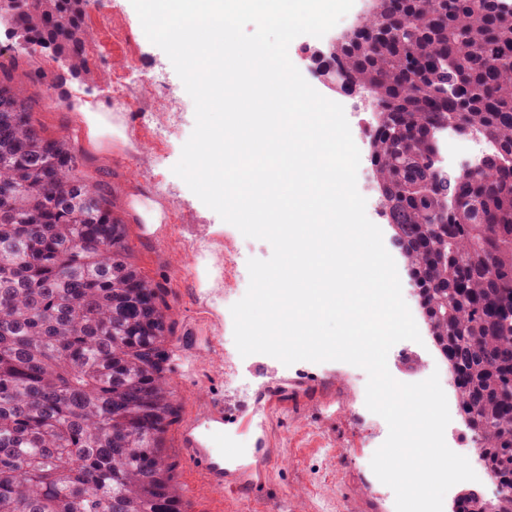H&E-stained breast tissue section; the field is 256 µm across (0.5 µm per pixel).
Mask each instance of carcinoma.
Instances as JSON below:
<instances>
[{"instance_id": "cac0c4a2", "label": "carcinoma", "mask_w": 512, "mask_h": 512, "mask_svg": "<svg viewBox=\"0 0 512 512\" xmlns=\"http://www.w3.org/2000/svg\"><path fill=\"white\" fill-rule=\"evenodd\" d=\"M0 43L89 73L91 0H8ZM377 107L370 163L484 464L512 489V0H372L315 52ZM0 66V512H188L165 453L167 307L106 188ZM490 136L477 175H441L435 137Z\"/></svg>"}]
</instances>
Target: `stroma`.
Returning <instances> with one entry per match:
<instances>
[{
	"label": "stroma",
	"instance_id": "stroma-1",
	"mask_svg": "<svg viewBox=\"0 0 512 512\" xmlns=\"http://www.w3.org/2000/svg\"><path fill=\"white\" fill-rule=\"evenodd\" d=\"M89 25L95 41L112 50L108 62L91 56L90 80H70L51 92L46 81L63 68L49 57L16 65L6 55L0 66L19 80L25 72H43L44 81L26 86L38 119L49 133L73 138L84 174L105 186L114 214L128 226L133 261L164 295L172 331L171 385L181 403L165 435V449L189 512H395L392 489L370 465L388 436V425L366 407V372L339 361L287 366L268 355L244 357L237 350L230 308L247 291L248 260L270 258L272 247L244 237L173 173L195 126V105L168 56L147 39L130 0H100ZM342 32L337 26L320 38L299 36L288 53L318 93L345 106L349 96L328 89L308 60L311 51L325 48ZM113 86L124 90L115 102L107 99ZM77 98L99 111L120 113L133 148L119 152L91 146L73 108ZM135 195L159 201L167 223L153 232L138 223L131 207ZM207 255L221 278L216 288L204 292L197 266ZM410 354L417 356V368L406 366ZM387 364L391 375L405 383L434 373L440 382L449 380L445 359L426 335L420 343L395 344ZM447 402V430L459 439L477 475L446 493L443 512H452L461 491L491 498L496 486L473 450L455 389H448ZM218 427L224 430L225 447L234 451L225 463L229 470L253 465L262 448L278 456L279 465L265 473L257 495L211 485L189 454V432L206 441Z\"/></svg>",
	"mask_w": 512,
	"mask_h": 512
}]
</instances>
